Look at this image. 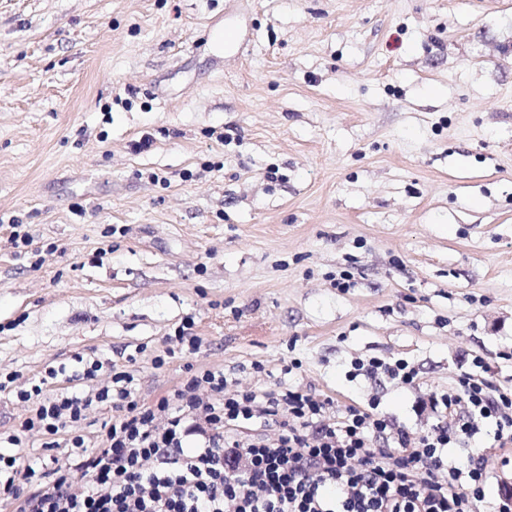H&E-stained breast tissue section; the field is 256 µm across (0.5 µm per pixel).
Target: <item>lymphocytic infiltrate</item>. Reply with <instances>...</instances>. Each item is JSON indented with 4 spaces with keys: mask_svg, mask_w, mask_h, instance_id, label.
Listing matches in <instances>:
<instances>
[{
    "mask_svg": "<svg viewBox=\"0 0 512 512\" xmlns=\"http://www.w3.org/2000/svg\"><path fill=\"white\" fill-rule=\"evenodd\" d=\"M87 389L46 392L66 366L14 388L30 409L1 441L0 512H477L485 459L452 460L480 427L495 447L512 444V387L494 385L474 357L455 389L417 402L430 423L415 431L381 408L336 406L297 386L234 390L223 370L189 369L152 405L134 396L133 372L111 359H82ZM404 359L356 360L350 377L419 384ZM112 408L99 439L77 427L98 407ZM42 455L28 457L33 436Z\"/></svg>",
    "mask_w": 512,
    "mask_h": 512,
    "instance_id": "1",
    "label": "lymphocytic infiltrate"
}]
</instances>
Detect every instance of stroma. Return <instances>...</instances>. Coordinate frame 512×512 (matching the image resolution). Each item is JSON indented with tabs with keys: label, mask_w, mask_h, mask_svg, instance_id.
<instances>
[{
	"label": "stroma",
	"mask_w": 512,
	"mask_h": 512,
	"mask_svg": "<svg viewBox=\"0 0 512 512\" xmlns=\"http://www.w3.org/2000/svg\"><path fill=\"white\" fill-rule=\"evenodd\" d=\"M189 319L199 352L155 366ZM510 352L512 0H0L16 387L97 353L147 403L190 363L242 390L376 395L410 425L416 392L349 378L352 359L448 390L476 355L512 385ZM491 443L470 447L480 512L512 486Z\"/></svg>",
	"instance_id": "35a3bbf8"
}]
</instances>
